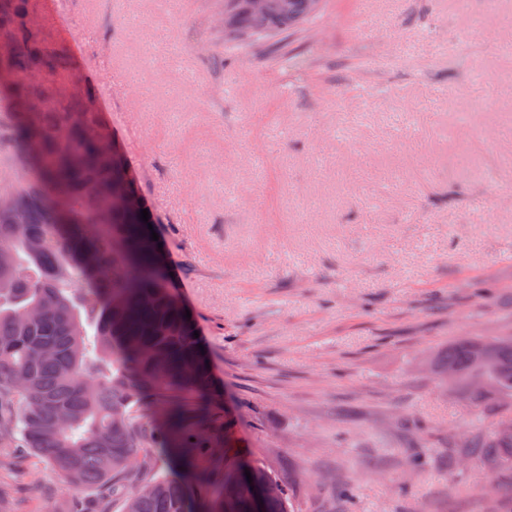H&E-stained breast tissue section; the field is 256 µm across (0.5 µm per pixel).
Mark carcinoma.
<instances>
[{
  "label": "carcinoma",
  "instance_id": "cac0c4a2",
  "mask_svg": "<svg viewBox=\"0 0 512 512\" xmlns=\"http://www.w3.org/2000/svg\"><path fill=\"white\" fill-rule=\"evenodd\" d=\"M224 42H265L297 58L288 37L317 14L311 0H278L251 13L224 0ZM0 55L11 79L0 94V172L11 208L0 209V447L19 446L68 486H103L123 512H252L253 487L272 479L259 463L224 473V412L191 319L171 291L140 209L112 205L124 163L112 150L95 89L60 78L72 60L43 31L30 0H0ZM495 361H474L483 337L439 349L434 369L460 377L461 400L512 420V337H493ZM492 476H512V436L489 430L448 443ZM183 476L154 473L172 456ZM0 457V501L14 495ZM221 486L218 499L206 492ZM260 512H291L290 489Z\"/></svg>",
  "mask_w": 512,
  "mask_h": 512
}]
</instances>
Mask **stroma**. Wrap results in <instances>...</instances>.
Segmentation results:
<instances>
[{
	"label": "stroma",
	"instance_id": "35a3bbf8",
	"mask_svg": "<svg viewBox=\"0 0 512 512\" xmlns=\"http://www.w3.org/2000/svg\"><path fill=\"white\" fill-rule=\"evenodd\" d=\"M233 49L224 0H33L144 202L237 455L295 512H492L448 444L492 415L430 360L512 336V0H326ZM11 512H122L19 457Z\"/></svg>",
	"mask_w": 512,
	"mask_h": 512
}]
</instances>
